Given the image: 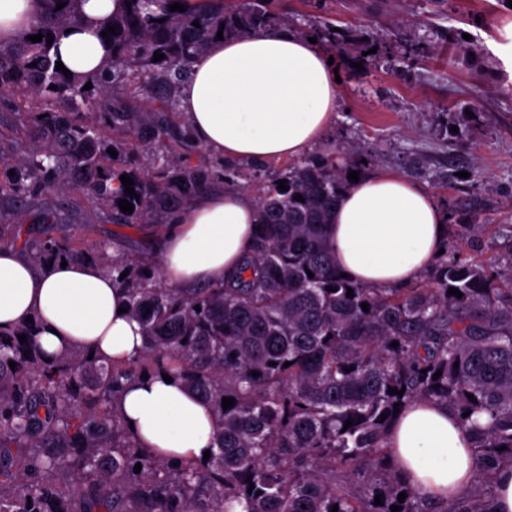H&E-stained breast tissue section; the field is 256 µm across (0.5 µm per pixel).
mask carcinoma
<instances>
[{
	"instance_id": "carcinoma-1",
	"label": "carcinoma",
	"mask_w": 512,
	"mask_h": 512,
	"mask_svg": "<svg viewBox=\"0 0 512 512\" xmlns=\"http://www.w3.org/2000/svg\"><path fill=\"white\" fill-rule=\"evenodd\" d=\"M74 2L45 0L28 31L42 41L0 43V108L28 140L8 161L15 175L0 180V200L34 209L46 226L36 242L20 224L0 227V245L36 264L64 256L129 271L118 284L144 350L126 361L90 360L81 349L48 358L34 328L0 333V512H492V472L512 462V226L488 257L445 254L406 287L358 284L341 276L330 251L326 226L351 180L327 155L247 182L258 223L240 268L222 282L184 293L154 265L114 264L107 247L76 245L60 231L70 221L58 199L67 189L109 209L114 224L167 225L192 198L240 177L201 157L177 92L218 31L289 20L275 0L226 2L219 13L169 10L183 0H126L101 26L110 65L88 79L56 70L47 44L77 21ZM156 52L164 59L153 61ZM156 144L164 153L149 171L142 160ZM122 175L139 198L125 193ZM499 233L467 224L458 242L464 249ZM159 369L213 406L214 450L204 463L139 447L116 414L123 387ZM225 397L234 406L222 408ZM414 400L452 407L472 433L478 477L457 499L423 496L390 459L394 404Z\"/></svg>"
}]
</instances>
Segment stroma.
<instances>
[{
  "label": "stroma",
  "mask_w": 512,
  "mask_h": 512,
  "mask_svg": "<svg viewBox=\"0 0 512 512\" xmlns=\"http://www.w3.org/2000/svg\"><path fill=\"white\" fill-rule=\"evenodd\" d=\"M512 0H278L291 29L325 42L340 105L313 155L360 147L363 174L393 170L427 190L448 225H512V92L488 76L487 39ZM67 230L86 245L122 240L153 256L152 224L122 226L76 194Z\"/></svg>",
  "instance_id": "obj_1"
}]
</instances>
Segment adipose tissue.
Instances as JSON below:
<instances>
[{
    "mask_svg": "<svg viewBox=\"0 0 512 512\" xmlns=\"http://www.w3.org/2000/svg\"><path fill=\"white\" fill-rule=\"evenodd\" d=\"M119 6V0H79L80 19L57 44L69 71L96 74L104 68L108 50L99 28ZM44 8L43 0H0V40L22 37ZM338 99L327 52L306 36L272 27L212 40L180 89L179 107L195 142L209 153L263 161L294 158L318 143ZM256 220L253 198L234 189H215L189 202L156 251L172 287L189 291L237 270ZM444 222L429 192L397 172L379 170L343 192L327 235L337 269L350 280L399 287L438 257L446 242ZM125 305L114 274L103 266L54 260L38 267L22 249L0 247V331L36 320L46 356L82 349L101 359L137 357L142 328ZM117 409L142 447L196 463L213 447L210 404L179 382H165L161 371L127 384ZM471 442L455 411L423 401L408 405L388 437L401 476L437 497H458L470 488L476 469Z\"/></svg>",
    "mask_w": 512,
    "mask_h": 512,
    "instance_id": "1",
    "label": "adipose tissue"
}]
</instances>
